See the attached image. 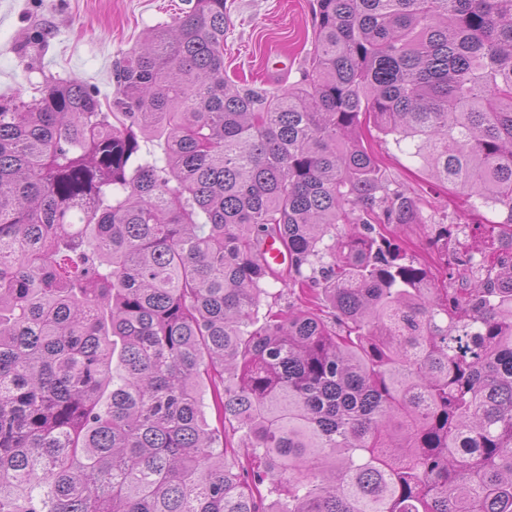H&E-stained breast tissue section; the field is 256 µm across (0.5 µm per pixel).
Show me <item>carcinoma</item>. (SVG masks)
<instances>
[{"label":"carcinoma","mask_w":512,"mask_h":512,"mask_svg":"<svg viewBox=\"0 0 512 512\" xmlns=\"http://www.w3.org/2000/svg\"><path fill=\"white\" fill-rule=\"evenodd\" d=\"M114 78L0 100V512H512V0H316L275 92L193 0ZM371 126L498 214L482 277L394 242Z\"/></svg>","instance_id":"cac0c4a2"}]
</instances>
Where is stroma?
<instances>
[{"label": "stroma", "instance_id": "1", "mask_svg": "<svg viewBox=\"0 0 512 512\" xmlns=\"http://www.w3.org/2000/svg\"><path fill=\"white\" fill-rule=\"evenodd\" d=\"M315 0H226L224 70L236 82L273 90L297 83L308 66ZM187 0H0V96L30 98L42 74L95 84L101 101L115 91L113 66L136 48L144 32L188 9ZM51 36L42 71H28L16 53L37 28ZM371 145L390 180L419 195L422 213L459 223V200L432 185L426 171L393 139Z\"/></svg>", "mask_w": 512, "mask_h": 512}]
</instances>
